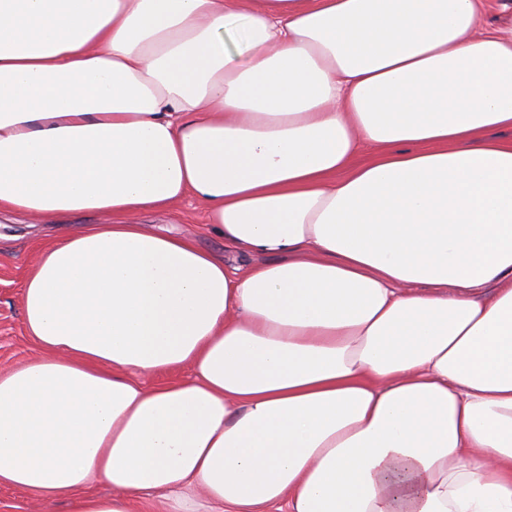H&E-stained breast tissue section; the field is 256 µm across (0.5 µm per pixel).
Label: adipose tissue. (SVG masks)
<instances>
[{
	"label": "adipose tissue",
	"instance_id": "ef3b65f1",
	"mask_svg": "<svg viewBox=\"0 0 512 512\" xmlns=\"http://www.w3.org/2000/svg\"><path fill=\"white\" fill-rule=\"evenodd\" d=\"M486 7L0 0V214L100 218L24 280L41 355L0 373V485L512 512V29L477 35ZM189 197L261 262L133 219Z\"/></svg>",
	"mask_w": 512,
	"mask_h": 512
}]
</instances>
